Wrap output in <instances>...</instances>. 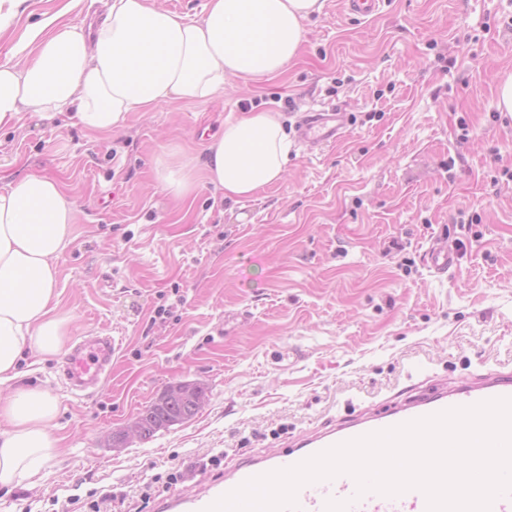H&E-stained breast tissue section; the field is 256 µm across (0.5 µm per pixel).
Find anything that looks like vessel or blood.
<instances>
[{
	"label": "vessel or blood",
	"instance_id": "b4317fda",
	"mask_svg": "<svg viewBox=\"0 0 512 512\" xmlns=\"http://www.w3.org/2000/svg\"><path fill=\"white\" fill-rule=\"evenodd\" d=\"M348 123L346 113L332 108L307 113L297 123V137L310 146L330 144L343 136ZM456 259V252L440 240L432 241L425 252L426 265L438 274L447 272ZM120 348V341L109 335L79 341L61 366L71 390L82 393L94 388ZM496 398H512V369L493 370L476 381L445 382L421 390L412 400L385 412L354 415L288 441L285 449L251 454L225 466L220 477L197 495H184L175 487L169 489L159 500L157 509L158 512H205L216 500L250 478L292 467L332 446L369 433ZM296 504L298 512H427V500L420 490L411 489L397 496L376 492L361 494L355 479L347 474L301 486L296 494Z\"/></svg>",
	"mask_w": 512,
	"mask_h": 512
}]
</instances>
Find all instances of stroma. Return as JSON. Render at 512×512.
Instances as JSON below:
<instances>
[{"instance_id": "35a3bbf8", "label": "stroma", "mask_w": 512, "mask_h": 512, "mask_svg": "<svg viewBox=\"0 0 512 512\" xmlns=\"http://www.w3.org/2000/svg\"><path fill=\"white\" fill-rule=\"evenodd\" d=\"M510 74L512 0H388L369 18L325 0L280 76L130 113L109 136L34 112L0 133V170L56 175L77 203L57 260L69 343L122 339L85 396L61 357L31 356L27 384L59 398L61 451L37 484L1 488L0 512H68L73 495L157 512L141 500L153 478L186 470L190 494L219 477L213 454L231 464L512 365V117L496 109ZM248 107L278 112L290 131L322 108L353 122L336 144L292 143L283 179L250 200L158 188L163 145L202 154ZM436 238L458 252L440 275L423 262ZM182 381L207 388L192 420L112 448Z\"/></svg>"}]
</instances>
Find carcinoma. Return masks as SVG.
I'll return each instance as SVG.
<instances>
[{
	"instance_id": "carcinoma-1",
	"label": "carcinoma",
	"mask_w": 512,
	"mask_h": 512,
	"mask_svg": "<svg viewBox=\"0 0 512 512\" xmlns=\"http://www.w3.org/2000/svg\"><path fill=\"white\" fill-rule=\"evenodd\" d=\"M204 398L205 388L194 382L164 391L156 401L139 412L136 418L138 439L148 440L161 430L192 419L202 408Z\"/></svg>"
}]
</instances>
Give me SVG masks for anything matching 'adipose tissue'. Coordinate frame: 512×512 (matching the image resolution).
<instances>
[{"label":"adipose tissue","instance_id":"obj_1","mask_svg":"<svg viewBox=\"0 0 512 512\" xmlns=\"http://www.w3.org/2000/svg\"><path fill=\"white\" fill-rule=\"evenodd\" d=\"M27 0H0V131L25 112L69 114L108 135L129 113L162 103H203L236 79L282 74L297 58L305 24L324 0H206L180 16L151 0H105L97 24L47 18L15 43L4 37ZM31 62H24L27 50ZM291 140L278 113L228 118L204 157L172 144L155 161L166 193L189 199L199 184L241 202L279 182ZM77 206L41 172L0 181V487L33 484L60 446L59 400L23 383L24 351L59 354L71 319L59 311L56 260L75 237Z\"/></svg>","mask_w":512,"mask_h":512}]
</instances>
